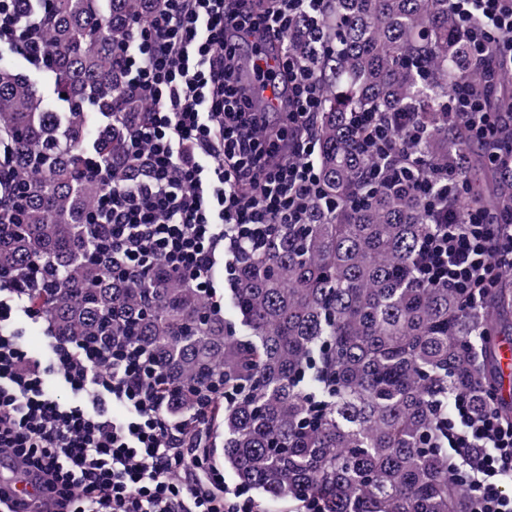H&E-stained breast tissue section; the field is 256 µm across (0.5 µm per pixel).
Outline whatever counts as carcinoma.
Instances as JSON below:
<instances>
[{"label": "carcinoma", "mask_w": 512, "mask_h": 512, "mask_svg": "<svg viewBox=\"0 0 512 512\" xmlns=\"http://www.w3.org/2000/svg\"><path fill=\"white\" fill-rule=\"evenodd\" d=\"M49 18V54L34 66L0 59V172L26 189L22 226L0 223V272L20 280L39 260L58 279L31 301L55 335L139 345L177 391L169 410H195L199 390L224 387L212 433L238 485L289 512H467L466 491L437 447V406L458 391L488 406L500 387L498 342L512 332V277L471 299L414 280L428 230L411 192L368 190L351 113L413 105L432 125L421 154L454 165L470 136L448 119L442 91L481 84L448 0H328L316 73L323 104L312 132L324 193L305 224H279L237 267L231 299L248 335L180 280L129 279L96 249L88 223L104 193L94 159L121 183L128 77L114 48L161 0H25ZM512 111V75L487 92ZM512 127L468 154L464 176L489 218L512 206V182L488 162Z\"/></svg>", "instance_id": "1"}]
</instances>
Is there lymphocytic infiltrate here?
Segmentation results:
<instances>
[{"label": "lymphocytic infiltrate", "mask_w": 512, "mask_h": 512, "mask_svg": "<svg viewBox=\"0 0 512 512\" xmlns=\"http://www.w3.org/2000/svg\"><path fill=\"white\" fill-rule=\"evenodd\" d=\"M326 0H164L133 23L118 54L129 76L125 112L132 173L104 192L106 227L99 249L136 278L160 271L207 299L217 283L235 286L244 251L262 248L275 225L304 223L325 199L311 128L322 107L316 44ZM455 30L482 69L485 88L512 73V0H448ZM305 25L311 50L284 39ZM42 21L16 0H0V49L29 62L44 59ZM277 36L278 69L256 76L281 86L282 125L269 135L267 109L243 75L262 41ZM449 117L483 141L512 116L488 111L476 87L448 89ZM371 161V184L407 185L431 224L414 255L419 283L471 296L512 270V210L489 220L467 204L469 186L429 168L413 152L427 138L417 113L365 110L352 115ZM55 275L42 265L24 281L0 279V506L8 512H261L255 499L228 491L204 437L212 395L195 412H168L159 367L135 347L112 350L52 337L47 360L24 350L17 315L45 316L27 296ZM440 447L450 474L467 489L468 512H512V424L477 411L456 393L439 405ZM34 494L21 493L20 484Z\"/></svg>", "instance_id": "1"}]
</instances>
